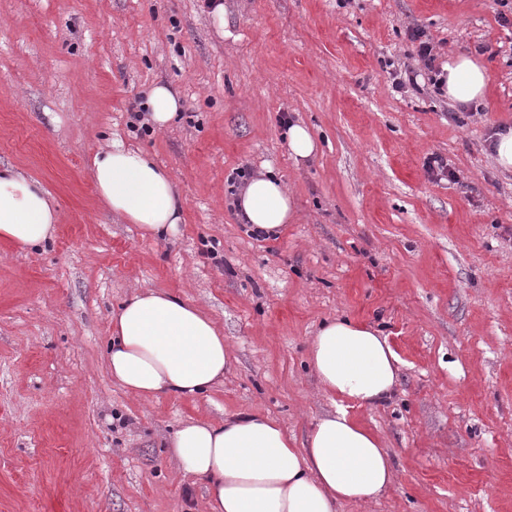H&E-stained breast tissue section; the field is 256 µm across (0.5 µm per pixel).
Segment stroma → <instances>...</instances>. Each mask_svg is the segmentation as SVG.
I'll return each instance as SVG.
<instances>
[{"mask_svg": "<svg viewBox=\"0 0 512 512\" xmlns=\"http://www.w3.org/2000/svg\"><path fill=\"white\" fill-rule=\"evenodd\" d=\"M436 66L497 49L481 115L434 93ZM418 71L395 91L393 73ZM164 84L181 113L133 126ZM316 156L288 151L281 113ZM512 126V27L494 0H0V164L54 197L52 240L0 242V512H209L172 457L185 420L256 410L297 443L334 412L307 365L320 323L379 327L399 358L384 405L352 415L390 455L392 486L339 512H512V171L489 149ZM148 152L184 198L164 241L98 200L90 160L111 138ZM440 156L454 174H427ZM272 170L297 218L252 237L233 207L238 169ZM163 290L198 305L233 365L194 399L117 384L112 311Z\"/></svg>", "mask_w": 512, "mask_h": 512, "instance_id": "stroma-1", "label": "stroma"}]
</instances>
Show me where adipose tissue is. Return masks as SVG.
<instances>
[{"mask_svg":"<svg viewBox=\"0 0 512 512\" xmlns=\"http://www.w3.org/2000/svg\"><path fill=\"white\" fill-rule=\"evenodd\" d=\"M449 99L482 101L490 74L461 54L445 67ZM98 198L144 235L163 238L182 221L183 199L166 169L142 151L112 140L92 159ZM249 231L278 234L295 218L292 195L272 175L246 181L235 200ZM57 209L50 192L11 166H0V242L36 248L50 240ZM232 350L214 320L164 291L124 301L112 316L108 366L114 381L139 397L192 398L230 371ZM308 362L336 412L320 418L303 446L275 419L243 411L223 422H182L171 446L183 468L205 480L210 512H337L340 502H367L392 482L389 456L377 434L349 412L392 395L400 359L388 338L347 318L322 323Z\"/></svg>","mask_w":512,"mask_h":512,"instance_id":"obj_1","label":"adipose tissue"}]
</instances>
